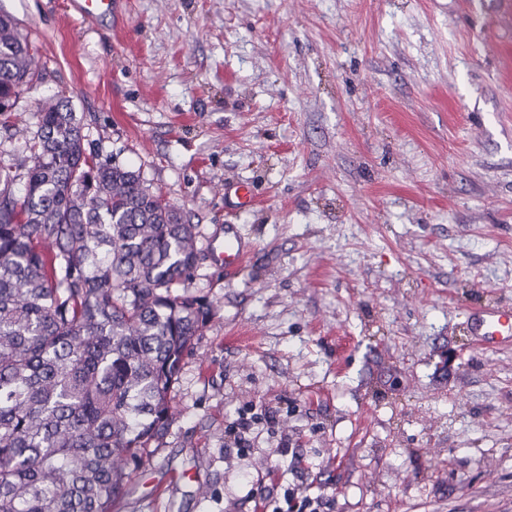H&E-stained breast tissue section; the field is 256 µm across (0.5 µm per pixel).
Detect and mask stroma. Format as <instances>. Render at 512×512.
I'll return each mask as SVG.
<instances>
[{
    "mask_svg": "<svg viewBox=\"0 0 512 512\" xmlns=\"http://www.w3.org/2000/svg\"><path fill=\"white\" fill-rule=\"evenodd\" d=\"M0 13L42 64L0 115V162L63 95L87 153L200 226L184 292L213 315L113 512H253L288 484L330 512H512V347L478 350L464 325L512 307V0ZM239 185L254 205L229 202ZM228 224L249 251L230 278L211 256Z\"/></svg>",
    "mask_w": 512,
    "mask_h": 512,
    "instance_id": "obj_1",
    "label": "stroma"
}]
</instances>
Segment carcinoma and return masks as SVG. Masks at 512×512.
<instances>
[{
	"mask_svg": "<svg viewBox=\"0 0 512 512\" xmlns=\"http://www.w3.org/2000/svg\"><path fill=\"white\" fill-rule=\"evenodd\" d=\"M38 61L0 15V113ZM68 100L44 101L23 190L0 165V512H112L176 413L213 306L177 288L199 225L140 172L97 161Z\"/></svg>",
	"mask_w": 512,
	"mask_h": 512,
	"instance_id": "carcinoma-1",
	"label": "carcinoma"
}]
</instances>
